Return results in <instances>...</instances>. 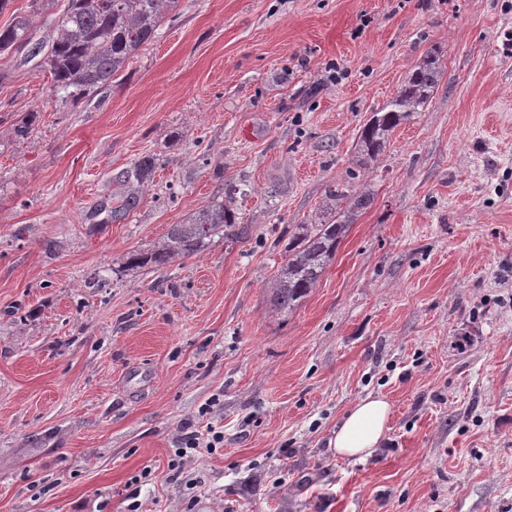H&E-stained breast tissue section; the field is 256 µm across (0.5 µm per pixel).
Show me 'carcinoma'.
Masks as SVG:
<instances>
[{"instance_id":"cac0c4a2","label":"carcinoma","mask_w":512,"mask_h":512,"mask_svg":"<svg viewBox=\"0 0 512 512\" xmlns=\"http://www.w3.org/2000/svg\"><path fill=\"white\" fill-rule=\"evenodd\" d=\"M177 4L178 0H66L47 39L35 38L29 16L14 11L10 23L0 27V55L23 50L31 60L41 58L40 68L49 73L53 92L76 106L112 86L141 48L156 37ZM440 56L437 51L426 53L392 100L364 125L357 142L361 161L376 160L395 127L425 111L439 83ZM36 121L35 112L19 116L13 125L15 139H29ZM156 165V159L145 157L119 173L114 181L124 192L98 201L89 219L108 224L135 208L139 192ZM330 197L337 205L347 201L343 218L298 224L288 240V255L272 287L273 305L279 312L293 310L314 288L353 216L370 202L364 194L350 200L344 194L332 193ZM247 233L248 225L237 223L235 212L220 202L187 224L171 225L160 246L130 253L127 263L132 268L158 269L177 257L200 252L216 235L242 237Z\"/></svg>"}]
</instances>
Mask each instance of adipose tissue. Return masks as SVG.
<instances>
[{
	"mask_svg": "<svg viewBox=\"0 0 512 512\" xmlns=\"http://www.w3.org/2000/svg\"><path fill=\"white\" fill-rule=\"evenodd\" d=\"M390 416L386 399L371 395L360 398L338 425L331 447L344 457L371 455L385 435Z\"/></svg>",
	"mask_w": 512,
	"mask_h": 512,
	"instance_id": "obj_1",
	"label": "adipose tissue"
}]
</instances>
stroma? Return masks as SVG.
Segmentation results:
<instances>
[{
    "instance_id": "stroma-1",
    "label": "stroma",
    "mask_w": 512,
    "mask_h": 512,
    "mask_svg": "<svg viewBox=\"0 0 512 512\" xmlns=\"http://www.w3.org/2000/svg\"><path fill=\"white\" fill-rule=\"evenodd\" d=\"M511 46L512 0H180L76 107L0 57V512H512ZM433 47L425 112L361 163ZM147 155L137 207L90 223ZM334 188L371 202L277 311ZM220 201L247 238L125 269ZM370 394L381 444L337 456ZM187 424L224 445L176 469ZM440 56L437 51L427 52L413 66L392 100L379 112H374L364 125L357 142V154L363 163L377 159L396 126L425 111L439 83ZM391 405L368 395L356 401L336 428L330 446L336 455L363 458L372 454L387 431Z\"/></svg>"
}]
</instances>
